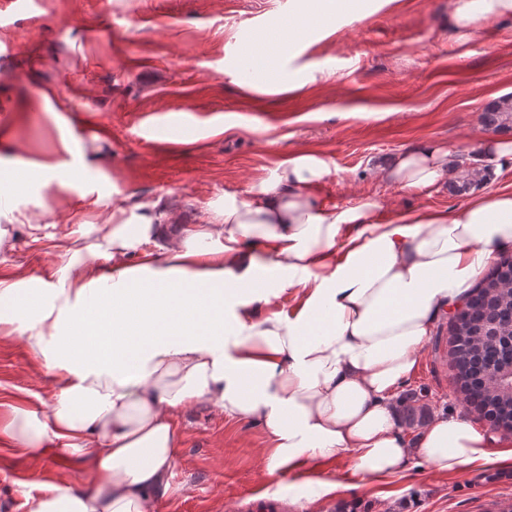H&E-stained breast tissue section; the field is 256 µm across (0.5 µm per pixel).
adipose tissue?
<instances>
[{"label":"adipose tissue","instance_id":"ef3b65f1","mask_svg":"<svg viewBox=\"0 0 512 512\" xmlns=\"http://www.w3.org/2000/svg\"><path fill=\"white\" fill-rule=\"evenodd\" d=\"M512 0H448V32L470 41ZM464 144L415 141L376 166L380 180L421 191L467 179L465 204L397 210L377 197L326 208L313 192L328 172L292 152L246 195L212 202L203 224L178 223L170 199L113 209L101 223L50 232L11 208L32 241L61 240L41 275H0V338L17 337L50 377L51 401L10 406L0 441L33 458L76 460L86 478L56 474L30 512H156L169 489L178 424L199 402L260 426L267 474H287L331 501L334 465L381 481L410 457L440 473L488 464L491 435L435 415L416 434L399 420V394L437 323L462 306L475 278L512 247V142L480 139L482 165ZM59 166L0 167V193L45 188ZM287 297L285 312L263 313Z\"/></svg>","mask_w":512,"mask_h":512}]
</instances>
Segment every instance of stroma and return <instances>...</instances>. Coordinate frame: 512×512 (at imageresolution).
I'll return each mask as SVG.
<instances>
[{
	"label": "stroma",
	"instance_id": "stroma-1",
	"mask_svg": "<svg viewBox=\"0 0 512 512\" xmlns=\"http://www.w3.org/2000/svg\"><path fill=\"white\" fill-rule=\"evenodd\" d=\"M309 0H34L0 7V163L30 159L66 164L62 183L18 196L15 207L44 202L57 224L97 222L80 197L112 195L131 204L160 195L177 200L183 224H201L211 202L245 194L297 149L316 153L329 172L316 191L329 205L353 204L363 192L383 201L387 220L408 206L462 205L447 186L411 193L379 181L375 162L418 139L477 141L486 105L512 94V19H493L471 41L448 33V0H356L329 26L305 28L244 69L263 40L305 12ZM248 78L241 86L240 78ZM296 91H260L272 78ZM62 116L77 153L94 164L78 174L58 151L47 100ZM0 273L39 276L50 241L14 232ZM448 320H441L416 374L403 388L415 408L491 422L466 405L448 361ZM48 378L18 338L0 339V415L9 405L49 399ZM180 454L158 512H256L281 499L282 512H497L512 503V458L440 474L409 461L385 481L353 476L345 461L330 507L286 475H267L259 426L230 420L211 404L194 406L180 426ZM80 464L55 455L30 458L0 442V512H30L43 484Z\"/></svg>",
	"mask_w": 512,
	"mask_h": 512
}]
</instances>
